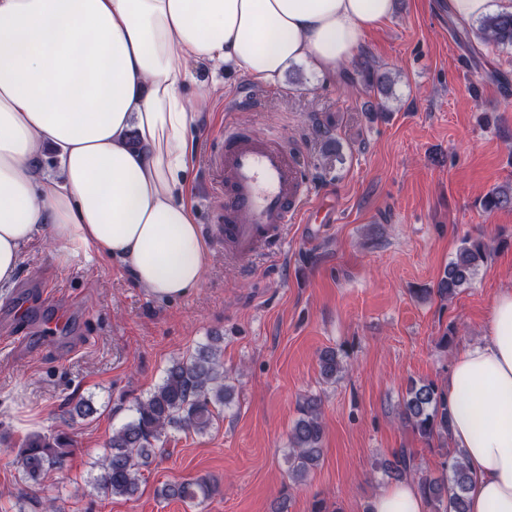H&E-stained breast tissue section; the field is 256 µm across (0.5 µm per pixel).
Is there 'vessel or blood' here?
Instances as JSON below:
<instances>
[{
  "instance_id": "b4317fda",
  "label": "vessel or blood",
  "mask_w": 512,
  "mask_h": 512,
  "mask_svg": "<svg viewBox=\"0 0 512 512\" xmlns=\"http://www.w3.org/2000/svg\"><path fill=\"white\" fill-rule=\"evenodd\" d=\"M214 245L237 262L283 246L289 224L336 223L333 199H315L297 154L275 135L228 122L206 160Z\"/></svg>"
}]
</instances>
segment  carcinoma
Returning <instances> with one entry per match:
<instances>
[{"instance_id":"carcinoma-1","label":"carcinoma","mask_w":512,"mask_h":512,"mask_svg":"<svg viewBox=\"0 0 512 512\" xmlns=\"http://www.w3.org/2000/svg\"><path fill=\"white\" fill-rule=\"evenodd\" d=\"M477 35L498 48H512V14H489L482 18ZM356 74L361 82L382 94L389 90L387 75L367 61L359 64ZM489 211L512 206V188L496 189L483 198ZM488 257V245L481 239L465 238L456 257L446 267L437 284L443 299L454 297L470 283ZM220 338L212 337L193 353L174 359L152 392L137 400L132 420L112 432L107 449L96 462L100 475L96 486L111 496L131 497L139 489L142 469L157 452L155 445L169 430H192L203 434L219 418L218 408L229 402V388L224 384V364ZM321 374L334 380L342 366L336 352L328 350L320 357ZM299 417L289 433L288 474L298 483L304 480L320 460L323 438L320 399L308 396L298 407ZM400 414L424 441H446L449 433L448 402L443 390L432 381L410 380ZM73 453V444L64 435L33 433L17 449L16 463L22 479L41 484L51 470L62 471ZM387 472L397 478L418 477L417 485L434 512H467L470 476L460 452L445 464L439 478L418 475L413 454L401 449L385 462ZM213 487L203 478L166 483L157 495L183 502L204 501Z\"/></svg>"}]
</instances>
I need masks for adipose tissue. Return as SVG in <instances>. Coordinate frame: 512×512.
Instances as JSON below:
<instances>
[{
	"mask_svg": "<svg viewBox=\"0 0 512 512\" xmlns=\"http://www.w3.org/2000/svg\"><path fill=\"white\" fill-rule=\"evenodd\" d=\"M395 0H0V285L36 232L65 263L129 267L159 300L190 295L210 252L188 172L206 94L193 64L270 82L295 62L332 78ZM53 150L54 169L38 164ZM450 441L471 476L468 512H512V289L444 384ZM371 512H427L418 487L383 488Z\"/></svg>",
	"mask_w": 512,
	"mask_h": 512,
	"instance_id": "obj_1",
	"label": "adipose tissue"
}]
</instances>
